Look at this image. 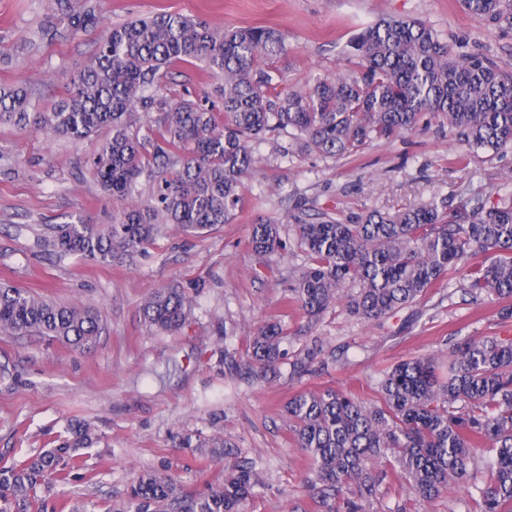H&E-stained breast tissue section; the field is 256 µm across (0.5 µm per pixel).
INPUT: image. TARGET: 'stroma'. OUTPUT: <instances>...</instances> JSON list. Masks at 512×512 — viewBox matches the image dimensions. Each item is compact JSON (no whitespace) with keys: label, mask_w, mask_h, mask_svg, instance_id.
<instances>
[{"label":"stroma","mask_w":512,"mask_h":512,"mask_svg":"<svg viewBox=\"0 0 512 512\" xmlns=\"http://www.w3.org/2000/svg\"><path fill=\"white\" fill-rule=\"evenodd\" d=\"M54 0H0V84H23L49 110L64 94V74L79 68L98 39L137 15L180 13L212 27L264 26L286 38L273 60L279 88L304 89L316 76L345 71L350 43L383 19L421 20L459 54L512 64V27L464 10L461 0H100V23L90 33H66L33 52L22 43ZM169 88L206 106L216 105L215 80L190 65L172 67ZM287 134L256 145L253 174L242 191L237 219L201 233L168 229L136 264L101 266L76 256L51 260L37 238L55 224L85 221L107 228L112 202L89 167L98 137L79 142L32 128L0 125V283L61 304L97 309L103 332L77 349L39 336L0 335V452L43 447L68 420L94 424L99 441L83 449L49 499L54 512H105L125 496L132 478L157 471L182 493L199 494L224 481L225 460L252 463L258 480L243 512H318L304 478L307 456L295 446L284 406L295 393L325 386L364 401L376 399L381 368L416 356L444 358L461 338L512 336L499 304L476 306L461 294L431 291L418 309L383 322H364L344 307L315 328L325 350L345 349L327 371L297 377L281 365L264 378L236 373L253 330L269 320L289 332L296 350L307 328L286 307L289 278L305 255L296 245L294 217L319 211L346 220L377 209L389 215L445 197H495L512 182V148L497 153L460 147L448 125L429 118L415 131L376 141L363 151L326 158L289 157ZM279 223L287 251L266 256L250 244L258 220ZM184 288L191 301L174 335L150 326L141 306L153 289ZM387 494L373 512H465L469 489L451 487L434 502L419 500L388 476Z\"/></svg>","instance_id":"stroma-1"}]
</instances>
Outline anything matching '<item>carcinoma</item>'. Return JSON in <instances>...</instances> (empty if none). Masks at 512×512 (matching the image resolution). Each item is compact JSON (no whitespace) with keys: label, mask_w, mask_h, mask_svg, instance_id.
Returning <instances> with one entry per match:
<instances>
[{"label":"carcinoma","mask_w":512,"mask_h":512,"mask_svg":"<svg viewBox=\"0 0 512 512\" xmlns=\"http://www.w3.org/2000/svg\"><path fill=\"white\" fill-rule=\"evenodd\" d=\"M469 13L493 23L512 20V0H462ZM100 20L99 0H55L27 46L35 50L61 31L87 33ZM287 50L277 30H218L201 18L157 13L112 27L48 112L33 111L29 89L0 84V124L35 127L73 141L105 133L90 167L102 190L124 206L103 231L95 224H57L40 238L62 259L77 255L99 265L133 260L175 224L201 232L236 217L252 172L250 142L291 131L288 154L341 156L417 128L431 115L473 151L512 145V66L478 55H456L428 24L387 20L353 41L352 67L335 79L317 77L299 92L278 90L259 61ZM179 63L201 67L218 81L224 120L199 102L168 97L164 78ZM153 151L147 152V146ZM154 185L141 201V179ZM305 264L288 286L290 302L313 326L340 300L365 322L415 307L427 293L462 272L472 301L495 299L512 319V189L494 201L443 202L404 208L391 217L365 211L350 221L328 211L298 218ZM252 248L283 247L280 225H252ZM143 315L175 334L187 317L178 285L158 288ZM97 311L58 304L6 283L0 285V334L42 336L76 348L101 335ZM282 324L253 333L246 365L275 371L288 351ZM323 348L313 339L289 362L310 370ZM378 400L367 404L334 387L304 391L285 405L297 447L310 458L307 483L319 512H371L383 474L424 501L466 483L467 512H512V338H471L448 349L442 377L428 356L384 367ZM96 440L85 422L67 423L56 445L21 457L0 455V512H47L56 485L67 480L65 460ZM489 454L484 475L477 450ZM251 467H224V483L183 496L166 475L140 474L120 508L107 512H241L255 493Z\"/></svg>","instance_id":"1"}]
</instances>
